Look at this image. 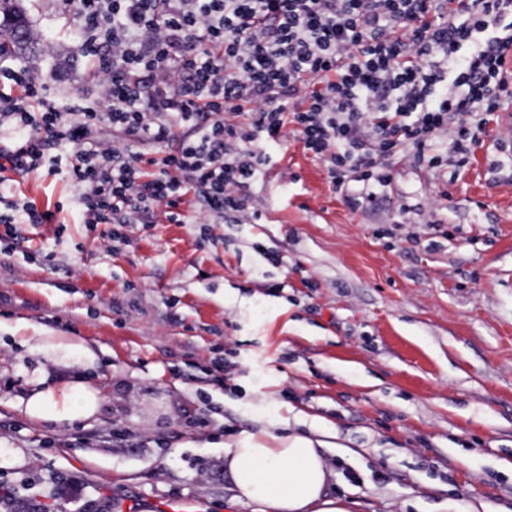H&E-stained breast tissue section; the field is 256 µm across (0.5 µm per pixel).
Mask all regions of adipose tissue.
<instances>
[{
  "label": "adipose tissue",
  "mask_w": 512,
  "mask_h": 512,
  "mask_svg": "<svg viewBox=\"0 0 512 512\" xmlns=\"http://www.w3.org/2000/svg\"><path fill=\"white\" fill-rule=\"evenodd\" d=\"M98 405L96 390L63 381L33 393L25 410L34 420L63 422L92 417ZM224 463L235 486L234 503L253 512H351L348 499L327 495L332 471L310 437L251 433L225 449Z\"/></svg>",
  "instance_id": "1"
}]
</instances>
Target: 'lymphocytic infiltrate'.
Returning <instances> with one entry per match:
<instances>
[{
	"mask_svg": "<svg viewBox=\"0 0 512 512\" xmlns=\"http://www.w3.org/2000/svg\"><path fill=\"white\" fill-rule=\"evenodd\" d=\"M57 3L96 94L0 64V172L61 177L91 229L259 221L247 189L291 136L356 209L398 160L464 166L512 106V0ZM56 216L0 192V243Z\"/></svg>",
	"mask_w": 512,
	"mask_h": 512,
	"instance_id": "f902f5d3",
	"label": "lymphocytic infiltrate"
}]
</instances>
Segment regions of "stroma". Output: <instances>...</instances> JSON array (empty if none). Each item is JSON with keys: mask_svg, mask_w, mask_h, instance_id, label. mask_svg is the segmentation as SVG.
<instances>
[{"mask_svg": "<svg viewBox=\"0 0 512 512\" xmlns=\"http://www.w3.org/2000/svg\"><path fill=\"white\" fill-rule=\"evenodd\" d=\"M21 2L23 67L53 94L92 95L74 18ZM269 154L251 186L260 223L136 225L113 245L109 225L88 233L63 209V229H27L0 254V488L63 512L112 499L252 512L231 503L225 445L317 428L327 463L360 477L335 467L329 484L353 512H448L452 499L512 512V162L489 138L461 168L404 161L354 210L300 142ZM10 188L40 207L69 202L43 174ZM438 195V229L402 223L400 204L420 212ZM44 329L80 337L93 366L40 352ZM235 346L233 389L202 382ZM79 374L99 393L92 418L24 413L32 392Z\"/></svg>", "mask_w": 512, "mask_h": 512, "instance_id": "obj_1", "label": "stroma"}]
</instances>
